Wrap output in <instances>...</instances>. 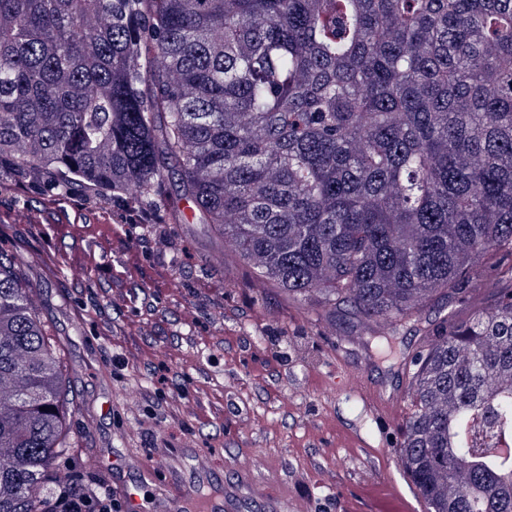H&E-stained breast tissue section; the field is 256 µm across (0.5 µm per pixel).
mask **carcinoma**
Here are the masks:
<instances>
[{"label": "carcinoma", "instance_id": "obj_1", "mask_svg": "<svg viewBox=\"0 0 512 512\" xmlns=\"http://www.w3.org/2000/svg\"><path fill=\"white\" fill-rule=\"evenodd\" d=\"M4 181L204 224L384 339L501 256L412 357L399 462L426 512H512V0H0ZM68 404L0 258V512H52Z\"/></svg>", "mask_w": 512, "mask_h": 512}]
</instances>
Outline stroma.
I'll use <instances>...</instances> for the list:
<instances>
[{
  "label": "stroma",
  "mask_w": 512,
  "mask_h": 512,
  "mask_svg": "<svg viewBox=\"0 0 512 512\" xmlns=\"http://www.w3.org/2000/svg\"><path fill=\"white\" fill-rule=\"evenodd\" d=\"M0 186V253L55 342L73 399L68 449L53 490L101 493L112 473L91 453L152 460L157 449L190 472L183 449L211 466L205 495L241 489L240 512H266L269 488L297 512H375L390 488L416 499L399 464L414 353L439 318L494 306L482 269L462 302L437 298L400 327L393 347L345 309L312 320L274 288L258 290L230 247L199 224H157L130 234L88 192L55 201ZM393 401L388 418L359 394Z\"/></svg>",
  "instance_id": "35a3bbf8"
}]
</instances>
